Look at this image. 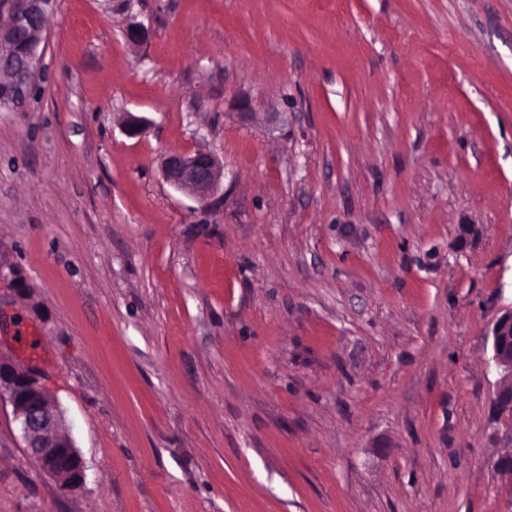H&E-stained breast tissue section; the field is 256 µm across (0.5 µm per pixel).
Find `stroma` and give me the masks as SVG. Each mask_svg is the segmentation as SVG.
Here are the masks:
<instances>
[{"label": "stroma", "mask_w": 512, "mask_h": 512, "mask_svg": "<svg viewBox=\"0 0 512 512\" xmlns=\"http://www.w3.org/2000/svg\"><path fill=\"white\" fill-rule=\"evenodd\" d=\"M44 62L0 111V357L86 484L0 400V512H512V0H58ZM198 149L207 208L161 175ZM488 336L491 337L490 362L502 372L493 399L494 411L501 417H512V307L492 323ZM33 367L0 361V395L12 407L28 455L43 475L66 490L85 484L86 463L70 434L63 430V410Z\"/></svg>", "instance_id": "stroma-1"}]
</instances>
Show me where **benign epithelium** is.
Masks as SVG:
<instances>
[{
  "label": "benign epithelium",
  "mask_w": 512,
  "mask_h": 512,
  "mask_svg": "<svg viewBox=\"0 0 512 512\" xmlns=\"http://www.w3.org/2000/svg\"><path fill=\"white\" fill-rule=\"evenodd\" d=\"M57 0H0V108L22 107L43 70L46 23ZM162 176L178 191H189L202 206L218 190L223 168L207 150L171 153L162 163ZM490 362L502 378L493 399L494 411L512 416V308L491 325ZM0 397L12 407L28 455L43 475L66 490L85 484L86 463L70 434L63 430V410L33 367L0 361Z\"/></svg>",
  "instance_id": "benign-epithelium-1"
}]
</instances>
